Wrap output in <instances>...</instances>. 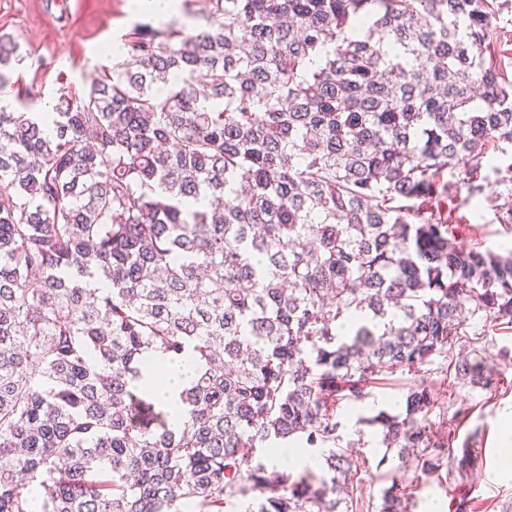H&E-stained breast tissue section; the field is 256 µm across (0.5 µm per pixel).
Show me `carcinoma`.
<instances>
[{
    "mask_svg": "<svg viewBox=\"0 0 512 512\" xmlns=\"http://www.w3.org/2000/svg\"><path fill=\"white\" fill-rule=\"evenodd\" d=\"M495 3L204 0L82 95L0 107V512H350L336 405L447 357L465 312L512 329V249L455 216L512 195ZM153 352L197 363L177 431L137 385ZM434 406L422 380L360 420L398 461L377 512H413L410 457L475 465ZM282 443L321 465L258 455Z\"/></svg>",
    "mask_w": 512,
    "mask_h": 512,
    "instance_id": "carcinoma-1",
    "label": "carcinoma"
}]
</instances>
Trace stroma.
I'll return each instance as SVG.
<instances>
[{
    "label": "stroma",
    "instance_id": "stroma-1",
    "mask_svg": "<svg viewBox=\"0 0 512 512\" xmlns=\"http://www.w3.org/2000/svg\"><path fill=\"white\" fill-rule=\"evenodd\" d=\"M200 7L201 0H177L173 13L160 16L149 0H0V35L18 42L23 55L19 82L10 91H28L38 106L56 103L67 91L82 93L93 77L112 66V57L102 51L105 44L124 39L142 24H171L192 32L200 24ZM452 351L491 367L496 387H447L443 378L448 361L439 357L423 375H384L368 385L363 402L337 407L341 441L353 444L360 464L353 481V512H376L381 491L390 483L391 466L382 462L380 437L366 418L382 410L402 412L406 393L420 379L437 397L429 416L434 427L452 434L454 450L475 449L478 461L465 480H422L414 512H450L463 494L470 501L469 512H512V481H501L496 474L500 431L512 423V329L467 320Z\"/></svg>",
    "mask_w": 512,
    "mask_h": 512
}]
</instances>
